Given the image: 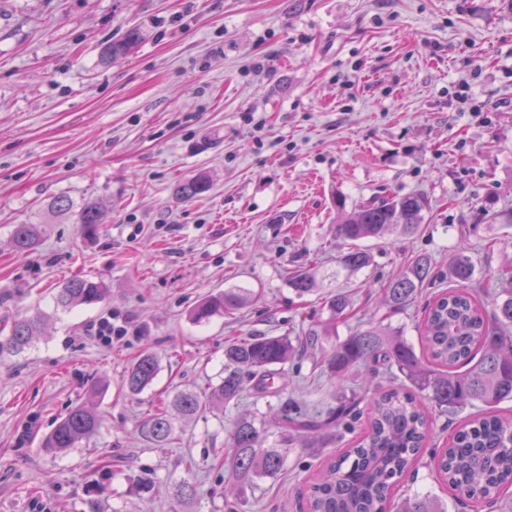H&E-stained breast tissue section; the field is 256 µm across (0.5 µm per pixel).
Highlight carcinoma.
Returning a JSON list of instances; mask_svg holds the SVG:
<instances>
[{"label": "carcinoma", "instance_id": "carcinoma-1", "mask_svg": "<svg viewBox=\"0 0 512 512\" xmlns=\"http://www.w3.org/2000/svg\"><path fill=\"white\" fill-rule=\"evenodd\" d=\"M140 40L139 29H129L121 39L102 47L100 62L106 64L130 54ZM209 188V176L199 172L182 181L177 193L193 199ZM50 208L72 216L86 238H95L101 231V213L92 203L76 209L70 199L61 196ZM340 209L336 237L346 242L347 250L338 265L356 272L371 262L362 242L393 232L404 236L416 233L427 203L421 196L407 195L383 198L349 211L342 204ZM41 235L38 224H17L11 243L14 250L26 252L38 245ZM474 274L472 258L459 248L449 261L448 279L455 287L424 307L423 343L428 356L417 354L399 332L379 322L353 332L323 354L324 372L336 385V405L321 410L294 403L281 406L282 420L270 448L265 447L268 428L264 419L255 413L237 417L226 438L233 449L229 462L231 494L224 497L227 512H240L247 491L255 490L260 480L277 479L296 447L328 448L343 433L353 431L352 424L363 416L367 419L364 435L329 462L310 485L308 512H447L439 500L419 494L392 502L393 487L416 466L431 437L424 399L452 420L468 407L477 409L442 449L435 468L458 499L477 505L502 503L504 490L512 487V415L499 411L500 404L512 401V289L490 317L481 302L483 289L473 286ZM437 278L432 258L419 255L385 288V301L391 311H403ZM288 283L299 295L311 294L317 287L316 275L309 271L293 274ZM109 300L110 288L103 280L80 275L67 279L54 297L55 307L64 312ZM242 303L243 291H218L194 309L193 319L205 322L240 308ZM326 304L335 317L348 314L350 308L343 294L327 297ZM44 318L37 308L12 316L8 334L0 337V358L24 352L42 334ZM317 341L313 334H284L229 342L224 347L222 381L206 395L192 391L176 394L143 421L142 433L162 446L173 434L168 408L189 417L208 408L222 411L242 398L245 384L252 380L262 397L281 394L288 388L285 366L295 364ZM157 371L154 355L142 354L124 375L127 393H142L154 382ZM351 372H367L373 377L384 372L390 376L389 384L377 393L361 392L349 385ZM364 399L367 405L361 411L357 406ZM99 424V415L92 408L75 405L42 440V447L50 453L74 448L93 435ZM196 494V485L184 479L175 486L173 501L180 507L194 501Z\"/></svg>", "mask_w": 512, "mask_h": 512}]
</instances>
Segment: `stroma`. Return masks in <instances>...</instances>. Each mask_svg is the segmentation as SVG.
Returning a JSON list of instances; mask_svg holds the SVG:
<instances>
[{"label": "stroma", "instance_id": "1", "mask_svg": "<svg viewBox=\"0 0 512 512\" xmlns=\"http://www.w3.org/2000/svg\"><path fill=\"white\" fill-rule=\"evenodd\" d=\"M132 27L135 51L100 64V45ZM199 172L211 189L176 196ZM409 194L428 203L419 232L387 235L369 267L338 273L339 205ZM60 196L98 204L97 238L51 211ZM511 212L512 0H0V293L50 315L30 349L0 358V512H171L183 479L198 491L184 512H224L237 412L310 394L330 403L320 352L281 395L174 416L163 447L139 430L155 404L217 385L228 339L321 330L336 292L353 303L337 337L386 319L418 340L421 304L393 314L382 292L421 254L439 273L430 297L449 288L448 259L466 246L493 312L512 286ZM18 224L41 225L36 250H13ZM304 267L321 286L300 297L288 274ZM75 274L104 280L111 301L55 312ZM227 288L247 303L192 320ZM112 314L131 331L107 345L94 332ZM147 347L157 376L128 396L123 375ZM88 400L97 432L44 453L41 440ZM451 432L434 418L429 452L395 493L490 512L452 502L433 472L430 452ZM320 463L291 453L247 512H300Z\"/></svg>", "mask_w": 512, "mask_h": 512}]
</instances>
